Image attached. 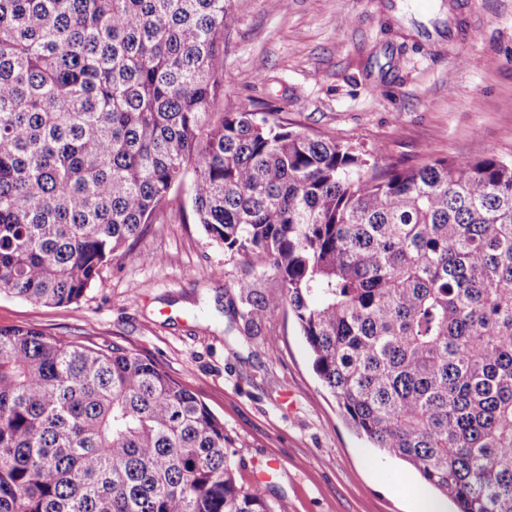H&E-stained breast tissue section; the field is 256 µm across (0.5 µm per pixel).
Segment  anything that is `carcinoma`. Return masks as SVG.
I'll return each instance as SVG.
<instances>
[{"mask_svg":"<svg viewBox=\"0 0 512 512\" xmlns=\"http://www.w3.org/2000/svg\"><path fill=\"white\" fill-rule=\"evenodd\" d=\"M240 0H0V293L79 302L192 176L244 333L289 306L373 447L457 512H512V160L397 161L216 109ZM158 363L0 327V512H285Z\"/></svg>","mask_w":512,"mask_h":512,"instance_id":"1","label":"carcinoma"}]
</instances>
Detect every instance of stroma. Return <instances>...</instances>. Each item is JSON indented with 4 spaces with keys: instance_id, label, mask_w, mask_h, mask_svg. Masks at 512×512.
Segmentation results:
<instances>
[{
    "instance_id": "35a3bbf8",
    "label": "stroma",
    "mask_w": 512,
    "mask_h": 512,
    "mask_svg": "<svg viewBox=\"0 0 512 512\" xmlns=\"http://www.w3.org/2000/svg\"><path fill=\"white\" fill-rule=\"evenodd\" d=\"M268 104L295 128L409 165L489 150L510 160L512 0H243L224 34L223 105ZM134 251L67 307L1 293L0 327L157 362L223 419L239 484L288 512H452L347 423L289 307L244 334L236 283L247 266L194 223L190 183Z\"/></svg>"
}]
</instances>
